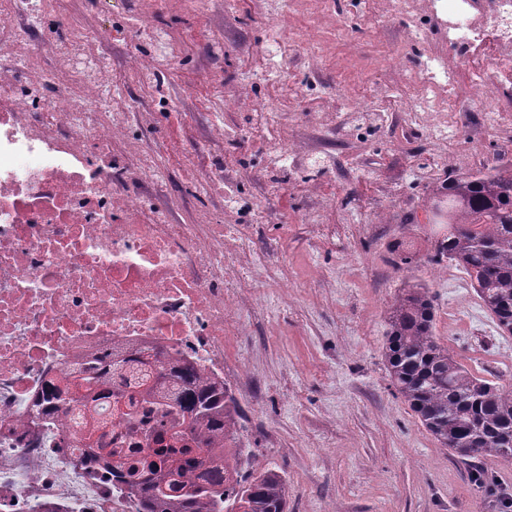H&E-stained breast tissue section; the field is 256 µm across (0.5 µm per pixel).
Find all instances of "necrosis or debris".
<instances>
[{"label": "necrosis or debris", "instance_id": "necrosis-or-debris-1", "mask_svg": "<svg viewBox=\"0 0 512 512\" xmlns=\"http://www.w3.org/2000/svg\"><path fill=\"white\" fill-rule=\"evenodd\" d=\"M444 14L447 57L427 55L406 74L397 118L431 137L467 128L461 86L491 108L472 133L512 142V39L495 20L512 0H428ZM45 0H0V512H140L153 474L122 482L135 454L173 408V395L141 397L144 378L188 362L225 384L227 317L241 283L226 238L267 261L240 224H183L156 157L120 148L119 121L88 36L68 21L45 25ZM46 42L61 76L32 78L15 59ZM121 367L91 408L52 407L51 380L88 387L89 369Z\"/></svg>", "mask_w": 512, "mask_h": 512}]
</instances>
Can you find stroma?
Masks as SVG:
<instances>
[{"instance_id": "35a3bbf8", "label": "stroma", "mask_w": 512, "mask_h": 512, "mask_svg": "<svg viewBox=\"0 0 512 512\" xmlns=\"http://www.w3.org/2000/svg\"><path fill=\"white\" fill-rule=\"evenodd\" d=\"M269 6L235 0L219 14L206 0H109L100 9L90 0H47L46 8L69 11L77 28L130 32L141 56L150 47L134 37L137 22L167 33L174 54L160 78L116 61L102 79L113 111L129 113L140 147L158 154L188 223L219 210L225 223L243 221L221 193H189L194 175L183 155L202 131L198 115L224 110L211 85L223 83L226 97L246 89L257 109L276 112L259 138L251 117L238 116V133L214 154L270 213L253 234L274 246L261 271L265 289L239 312L226 347L244 384L239 406L250 444L241 461L286 477L288 512H503L512 460L492 465L498 490L477 487L397 395L384 356L388 311L404 284L419 280L434 298L437 338L471 370L512 387V335L487 329L491 314L475 310L476 293L459 292L464 270L428 261L446 230L427 219L432 190L455 156L469 153L470 138L435 140L422 130L406 139L371 114L348 112L362 96L378 111H399L402 71L418 69L426 54H447L446 35L425 22L419 49L392 64L386 51L404 21L389 0H300L291 24L301 35L296 67L267 80ZM249 75L256 81L247 87ZM309 119L320 125L324 150L295 172L276 165L271 144ZM310 177L314 199L302 192Z\"/></svg>"}]
</instances>
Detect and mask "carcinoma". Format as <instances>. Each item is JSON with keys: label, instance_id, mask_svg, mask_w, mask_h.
Listing matches in <instances>:
<instances>
[{"label": "carcinoma", "instance_id": "carcinoma-1", "mask_svg": "<svg viewBox=\"0 0 512 512\" xmlns=\"http://www.w3.org/2000/svg\"><path fill=\"white\" fill-rule=\"evenodd\" d=\"M448 209V232L436 240L433 264L462 268L499 329L512 335V167L488 172L448 173L433 191ZM435 306L429 289L411 284L394 302L388 318L385 360L391 381L426 430L468 468L472 482L487 488V462L512 459V388L504 389L463 365L435 336ZM179 381L177 417L207 444L233 440L239 403L228 390L205 380L193 367L173 370ZM154 448L139 460L149 471L176 475L167 491L142 500V512H217L219 486L234 482L224 512H288V481L266 468L234 479L228 465L210 486L193 478L203 464L192 448L177 446L164 430L152 434Z\"/></svg>", "mask_w": 512, "mask_h": 512}]
</instances>
